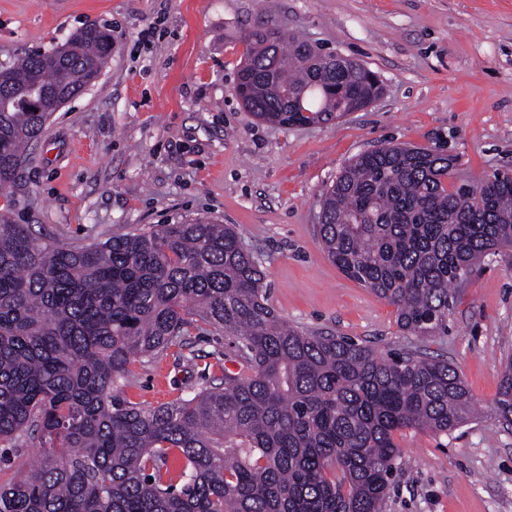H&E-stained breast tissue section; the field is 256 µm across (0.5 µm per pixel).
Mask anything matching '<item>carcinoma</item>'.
I'll list each match as a JSON object with an SVG mask.
<instances>
[{
	"label": "carcinoma",
	"mask_w": 512,
	"mask_h": 512,
	"mask_svg": "<svg viewBox=\"0 0 512 512\" xmlns=\"http://www.w3.org/2000/svg\"><path fill=\"white\" fill-rule=\"evenodd\" d=\"M106 25L62 46L66 66L26 53L0 92V447L39 439L27 474L0 483V512H383L403 429L448 433L474 416L448 360L386 355L288 324L269 305L259 259L230 226L196 219L83 247L13 218L14 187L50 113L31 98L95 84ZM235 95L260 120L326 123L381 93L352 60H315L288 32L244 33ZM453 159L388 144L358 154L323 193L319 234L348 278L432 336L482 258L512 249V173L448 188ZM237 343L247 372L171 404L119 396L128 365L188 348L192 318ZM512 425V358L496 401ZM178 456L172 476L169 459Z\"/></svg>",
	"instance_id": "obj_1"
}]
</instances>
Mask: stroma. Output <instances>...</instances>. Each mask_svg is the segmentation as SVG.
I'll return each mask as SVG.
<instances>
[{
    "mask_svg": "<svg viewBox=\"0 0 512 512\" xmlns=\"http://www.w3.org/2000/svg\"><path fill=\"white\" fill-rule=\"evenodd\" d=\"M112 29L94 85L50 117L15 188V218L68 246L199 217L235 225L291 325L377 352L418 348L462 375L479 414L454 432H398L383 512H512V427L494 405L512 356V250L458 294L447 331L399 328L396 309L322 252L321 195L355 155L390 143L454 157L450 181L512 172V0H0V65ZM287 30L375 72L382 95L325 124L260 121L233 93L254 26ZM136 360L121 396L149 408L239 372L223 334L190 327Z\"/></svg>",
    "mask_w": 512,
    "mask_h": 512,
    "instance_id": "35a3bbf8",
    "label": "stroma"
}]
</instances>
